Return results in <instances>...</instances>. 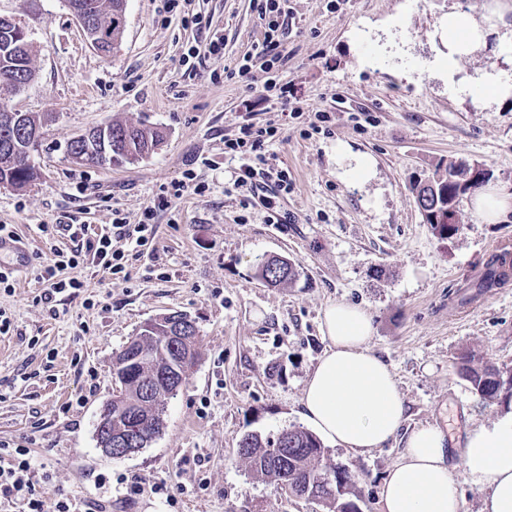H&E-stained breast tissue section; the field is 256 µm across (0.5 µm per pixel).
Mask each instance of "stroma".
<instances>
[{"instance_id": "1", "label": "stroma", "mask_w": 512, "mask_h": 512, "mask_svg": "<svg viewBox=\"0 0 512 512\" xmlns=\"http://www.w3.org/2000/svg\"><path fill=\"white\" fill-rule=\"evenodd\" d=\"M495 0H288L294 23L277 74L243 57L264 35L250 0H191L209 19L224 52L185 65L205 31L165 9V0H127L122 42L109 56L93 50L64 0H0V17L33 44L35 78L10 104L49 113L32 156L38 177L23 189L0 186V224L27 248L14 286L0 288V441L30 449L39 465V499L77 497L104 512H324L257 477L238 456L245 434L268 438L305 428L299 399L327 343L324 307L345 301L372 316V350L391 367L405 402V429L441 426L454 443L468 427L491 424L498 402L481 399L457 371L465 352L512 367V280L478 297L469 283L498 245L512 244V214L479 223L469 198L458 232L436 236L423 221L413 186L448 163L478 166L512 192V98L492 106L456 93L439 63L447 55L449 12L485 14ZM487 47L455 64L459 76L512 65ZM290 87L281 103L268 79ZM329 111L328 131L312 130ZM123 120L160 129L163 143L132 164L76 163L74 137ZM274 122L268 164L287 173L290 194L275 209L233 190L238 160L224 139L239 125ZM369 157L376 176L345 181L336 144ZM194 171L206 190L158 213L145 246L114 240L127 277L90 265L72 269L81 293L40 300L35 280L66 235L43 224L112 230L113 210L138 223L161 187ZM281 221L274 224L270 213ZM298 271L272 287L258 276L267 259ZM179 311L199 330L198 360L168 399L161 429L123 458L105 455L96 425L114 382L112 361L148 320ZM403 443L366 456L327 445L354 481L360 512H380L383 482Z\"/></svg>"}]
</instances>
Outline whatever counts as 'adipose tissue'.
I'll use <instances>...</instances> for the list:
<instances>
[{
	"label": "adipose tissue",
	"instance_id": "adipose-tissue-1",
	"mask_svg": "<svg viewBox=\"0 0 512 512\" xmlns=\"http://www.w3.org/2000/svg\"><path fill=\"white\" fill-rule=\"evenodd\" d=\"M488 17L448 16L449 59L484 49ZM370 314L332 302L323 310L327 349L310 371L300 405L304 420L332 443L366 455L395 439L404 401L389 365L372 351ZM461 465L450 461L441 427L424 424L406 437L381 491V512H463L460 479L482 493L481 512H512V409L491 425L467 430Z\"/></svg>",
	"mask_w": 512,
	"mask_h": 512
}]
</instances>
